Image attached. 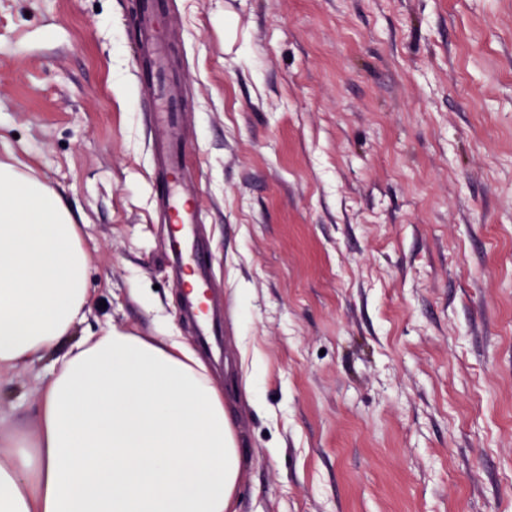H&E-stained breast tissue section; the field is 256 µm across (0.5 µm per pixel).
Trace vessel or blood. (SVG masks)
I'll list each match as a JSON object with an SVG mask.
<instances>
[{
	"instance_id": "b4317fda",
	"label": "vessel or blood",
	"mask_w": 512,
	"mask_h": 512,
	"mask_svg": "<svg viewBox=\"0 0 512 512\" xmlns=\"http://www.w3.org/2000/svg\"><path fill=\"white\" fill-rule=\"evenodd\" d=\"M157 12L145 6L137 29L139 50L151 66L150 73L140 74V84L149 96V110L157 133L154 141V204L165 223L178 227L172 236L175 274H191L198 286L197 292H186L183 313L196 317L200 309V289L207 286L210 257L205 244L195 235L201 223V208L196 199V188L187 180L185 156L187 146L183 135L182 98L180 81L166 64L167 33L156 24Z\"/></svg>"
}]
</instances>
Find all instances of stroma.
<instances>
[{
  "label": "stroma",
  "mask_w": 512,
  "mask_h": 512,
  "mask_svg": "<svg viewBox=\"0 0 512 512\" xmlns=\"http://www.w3.org/2000/svg\"><path fill=\"white\" fill-rule=\"evenodd\" d=\"M237 512H512V0H173ZM129 0H0V161L72 209L75 336L180 308ZM149 289L158 311L132 298ZM29 371L0 411L31 418Z\"/></svg>",
  "instance_id": "obj_1"
}]
</instances>
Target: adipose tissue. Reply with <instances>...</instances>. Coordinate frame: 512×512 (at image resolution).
I'll use <instances>...</instances> for the list:
<instances>
[{"label":"adipose tissue","mask_w":512,"mask_h":512,"mask_svg":"<svg viewBox=\"0 0 512 512\" xmlns=\"http://www.w3.org/2000/svg\"><path fill=\"white\" fill-rule=\"evenodd\" d=\"M87 268L60 193L0 163V376L39 385L33 427L0 415V512H235L241 454L207 365L162 319L73 338Z\"/></svg>","instance_id":"ef3b65f1"}]
</instances>
